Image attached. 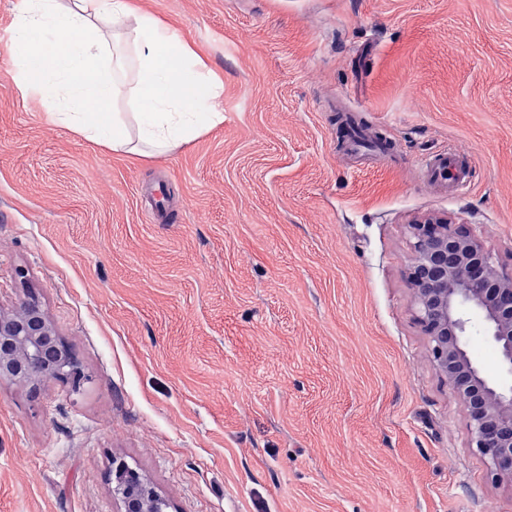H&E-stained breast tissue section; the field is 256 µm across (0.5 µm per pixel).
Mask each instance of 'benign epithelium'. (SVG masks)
Returning a JSON list of instances; mask_svg holds the SVG:
<instances>
[{
	"instance_id": "benign-epithelium-1",
	"label": "benign epithelium",
	"mask_w": 512,
	"mask_h": 512,
	"mask_svg": "<svg viewBox=\"0 0 512 512\" xmlns=\"http://www.w3.org/2000/svg\"><path fill=\"white\" fill-rule=\"evenodd\" d=\"M415 262L409 273L417 319L429 337L434 362L469 415L472 447L497 476L512 479V385L489 380L472 361L465 333L469 312L478 314L502 367L512 373V272L470 231L441 218L412 225ZM37 388L56 379L79 390L87 377L29 294L19 307L0 310V379ZM112 494L121 512H168L169 502L125 461H112Z\"/></svg>"
}]
</instances>
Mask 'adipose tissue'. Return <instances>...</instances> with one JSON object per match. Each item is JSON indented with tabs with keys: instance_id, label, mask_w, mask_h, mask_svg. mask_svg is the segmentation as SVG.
Returning a JSON list of instances; mask_svg holds the SVG:
<instances>
[{
	"instance_id": "obj_1",
	"label": "adipose tissue",
	"mask_w": 512,
	"mask_h": 512,
	"mask_svg": "<svg viewBox=\"0 0 512 512\" xmlns=\"http://www.w3.org/2000/svg\"><path fill=\"white\" fill-rule=\"evenodd\" d=\"M9 51L23 96L115 153H165L224 121L221 80L132 0H20Z\"/></svg>"
}]
</instances>
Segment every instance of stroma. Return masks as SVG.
<instances>
[{
  "instance_id": "obj_1",
  "label": "stroma",
  "mask_w": 512,
  "mask_h": 512,
  "mask_svg": "<svg viewBox=\"0 0 512 512\" xmlns=\"http://www.w3.org/2000/svg\"><path fill=\"white\" fill-rule=\"evenodd\" d=\"M134 2L224 84L164 155L52 121L0 43V309L36 294L89 378L0 380V512H120L116 458L170 512H512L408 282L428 217L512 271V0ZM344 113L389 160L347 157ZM466 343L512 383L479 316ZM425 173L431 182L448 183V187L458 190L466 181L465 168L457 160V155L446 152L426 158Z\"/></svg>"
}]
</instances>
